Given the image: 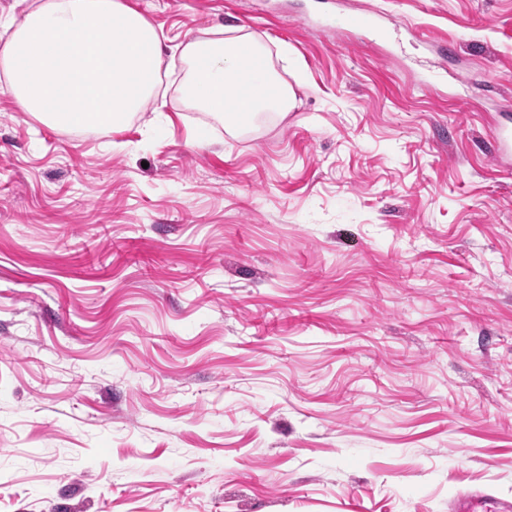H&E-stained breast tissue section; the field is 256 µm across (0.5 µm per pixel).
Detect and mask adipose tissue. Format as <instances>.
Returning a JSON list of instances; mask_svg holds the SVG:
<instances>
[{
    "label": "adipose tissue",
    "instance_id": "adipose-tissue-1",
    "mask_svg": "<svg viewBox=\"0 0 512 512\" xmlns=\"http://www.w3.org/2000/svg\"><path fill=\"white\" fill-rule=\"evenodd\" d=\"M5 29L0 89L45 125L117 130L157 99L162 42L124 0H38ZM180 60L185 101L216 120L247 126L296 105L251 34L214 30L185 42Z\"/></svg>",
    "mask_w": 512,
    "mask_h": 512
}]
</instances>
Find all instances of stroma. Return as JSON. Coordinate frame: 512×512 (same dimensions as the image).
I'll use <instances>...</instances> for the list:
<instances>
[{
	"label": "stroma",
	"mask_w": 512,
	"mask_h": 512,
	"mask_svg": "<svg viewBox=\"0 0 512 512\" xmlns=\"http://www.w3.org/2000/svg\"><path fill=\"white\" fill-rule=\"evenodd\" d=\"M128 2L163 113L72 131L0 92V512L512 499V0ZM222 27L291 112L185 104L178 46Z\"/></svg>",
	"instance_id": "1"
}]
</instances>
